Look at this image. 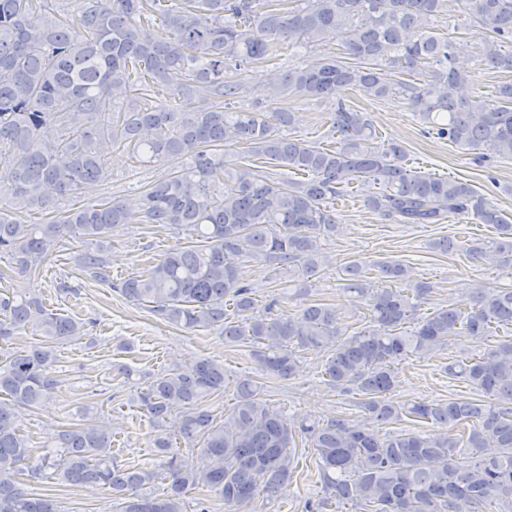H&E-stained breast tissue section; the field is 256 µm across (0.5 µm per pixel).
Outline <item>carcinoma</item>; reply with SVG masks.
<instances>
[{"mask_svg":"<svg viewBox=\"0 0 512 512\" xmlns=\"http://www.w3.org/2000/svg\"><path fill=\"white\" fill-rule=\"evenodd\" d=\"M73 2L0 0V255L26 274L72 238L82 246L80 271L112 285L107 253L113 233L129 223L126 207L105 199L61 210L59 201L108 179L102 144L125 145L139 166L164 168L142 195V223L185 231L192 241L116 289L172 325L249 342L271 377H291L300 349L327 352L323 374L336 391L356 396L366 423L292 428L250 378L237 382L236 402L222 418L209 402L224 393V365L197 359L152 377L140 401L158 428L179 413L177 439L200 447L207 465L195 467L158 437L168 486L147 493L159 473L119 467L106 425L84 415L48 437L52 453L31 463L16 422L56 378L51 350L15 351L0 357V512H59L24 488L49 479V469L73 484L112 489L117 512H186V494L199 488L239 512L260 491L288 490L300 435L317 454L323 484L303 512H328L335 503L360 512H467L494 503L512 512V338L491 342L496 328L512 329V287L479 298L466 314L440 307L418 319L410 294L397 287L403 264H381L379 278L389 285L379 286L354 260L344 268V289L364 303L367 321L350 334L327 304L258 312L240 274L254 261L304 280L316 275L321 241L336 235L330 204L355 183L369 209L397 224L472 216L493 227L494 237L442 238L433 249L490 255L512 269V223L500 210L467 182L407 169L402 147L377 143L365 113L334 101L342 87L397 98L431 133L478 152V160L512 158V81L498 85L492 101L457 96L471 72L459 65L463 44L438 25L445 0H87L75 10ZM461 3L490 30L484 65L512 71V0ZM335 37L345 55L289 68L270 96L329 103L336 143L323 148L285 134L290 112L233 109L244 83L225 70L245 74L284 42L308 49ZM174 71L183 81L170 89ZM50 210L51 219L21 220ZM29 328L48 343L85 332L84 323L19 289L0 296V339ZM455 336L470 337L477 352L448 358L445 372L484 398L395 401L396 365L446 351ZM404 415L446 432L380 430Z\"/></svg>","mask_w":512,"mask_h":512,"instance_id":"carcinoma-1","label":"carcinoma"}]
</instances>
